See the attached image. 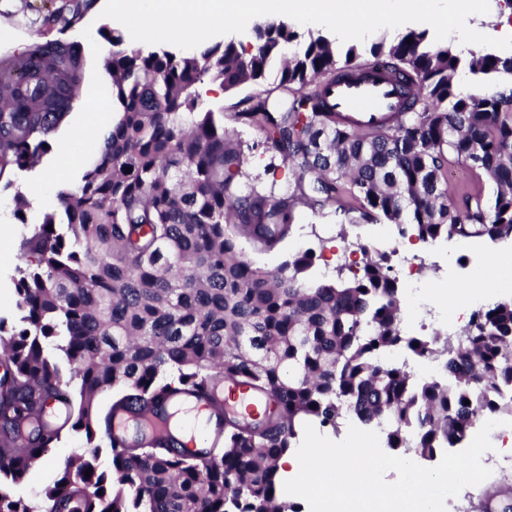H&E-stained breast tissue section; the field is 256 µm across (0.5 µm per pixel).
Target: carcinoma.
I'll list each match as a JSON object with an SVG mask.
<instances>
[{"label":"carcinoma","mask_w":512,"mask_h":512,"mask_svg":"<svg viewBox=\"0 0 512 512\" xmlns=\"http://www.w3.org/2000/svg\"><path fill=\"white\" fill-rule=\"evenodd\" d=\"M98 0H25L41 19L36 38L0 56V179L33 168L76 106L85 60L66 34ZM56 32L49 38L47 34ZM412 43H407V39ZM112 46V134L59 210L19 243L18 321L0 316L7 370L0 374V483L23 480L71 426L88 448L67 459L45 492L69 512H301L283 498L278 461L304 422L338 433L350 420L386 425V445L434 459L468 444L476 422L512 416V298L477 308L456 339L408 336L400 288L384 256L345 279L310 281L314 253L276 270L240 246L276 250L299 207L330 210L341 224H393L402 237L512 241V76L496 51L459 54L427 29L392 41L334 45L301 40L289 24L253 26L190 54L145 49L118 29ZM370 55L400 87L395 118L351 126L322 89L353 76ZM226 112L201 92L258 86ZM258 131L291 179L258 187L238 136ZM471 183L448 189V166ZM131 172H125V168ZM55 343L68 373L45 354ZM400 347L442 362L417 378L387 354ZM224 383L265 403L224 419V443L189 448L110 438L113 411L137 415L173 393ZM112 405L97 408V394ZM64 392L65 405L51 403ZM469 404H464V401ZM38 424L18 445L20 423ZM110 439L112 474L98 471L97 436ZM91 476H85L86 470ZM0 512H35L0 489Z\"/></svg>","instance_id":"carcinoma-1"}]
</instances>
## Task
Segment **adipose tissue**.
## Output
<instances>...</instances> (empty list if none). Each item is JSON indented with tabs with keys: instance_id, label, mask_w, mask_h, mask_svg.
<instances>
[{
	"instance_id": "obj_1",
	"label": "adipose tissue",
	"mask_w": 512,
	"mask_h": 512,
	"mask_svg": "<svg viewBox=\"0 0 512 512\" xmlns=\"http://www.w3.org/2000/svg\"><path fill=\"white\" fill-rule=\"evenodd\" d=\"M408 0H112V21L118 28H132L142 42L182 44L190 32L224 27L226 22L249 24L263 12L280 21H309L330 26L337 41H365L378 25L392 31L404 29L410 20L447 27V38L457 51L467 52L476 40L497 45L512 43V19L501 16L484 26V16L459 14V0H423L416 14H408ZM355 14L367 15V23L350 25Z\"/></svg>"
}]
</instances>
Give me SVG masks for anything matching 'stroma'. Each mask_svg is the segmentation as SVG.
Instances as JSON below:
<instances>
[{
    "label": "stroma",
    "mask_w": 512,
    "mask_h": 512,
    "mask_svg": "<svg viewBox=\"0 0 512 512\" xmlns=\"http://www.w3.org/2000/svg\"><path fill=\"white\" fill-rule=\"evenodd\" d=\"M112 25V0H100L96 10L90 14L78 30L80 41L88 63V78H95L103 63L92 51L93 46L105 44L103 31ZM239 137L244 150L254 161L252 175L257 176L264 184H284L290 174L280 160L263 156L261 136L254 130L239 128ZM99 158L88 148L84 139H76L70 157L59 169L60 178L47 189L48 200L37 207L26 206L23 209L24 222L22 231L41 223L46 213L57 210V193L65 186H75L81 181L84 172ZM300 223L309 224L313 232L307 244H300L297 237H290L279 251L258 255L260 265L277 268L289 255L310 250L313 252L333 253L343 246L345 241L360 240L373 244L379 252L389 251L395 237V230L389 224H341L334 216L312 217L309 212H302ZM16 240H0V316L16 321L18 313L15 308L16 293L14 278L16 276ZM436 263L426 274V279L434 287L441 304L437 309L438 316L429 327H421L417 319L404 322L405 331L412 335L433 336L436 334H458L462 325L453 318L452 310L455 293L470 294L481 289L485 283V271H495L499 286L495 290L496 299L512 297V245L507 243L491 244L488 241L439 240L435 243ZM87 441L84 431L67 430L62 440L56 443L47 454L54 460V468L33 469L28 477L21 482L8 485L7 490L13 498L28 504L46 505L45 491L53 486L60 470L58 464L68 456L81 453Z\"/></svg>",
    "instance_id": "obj_1"
}]
</instances>
